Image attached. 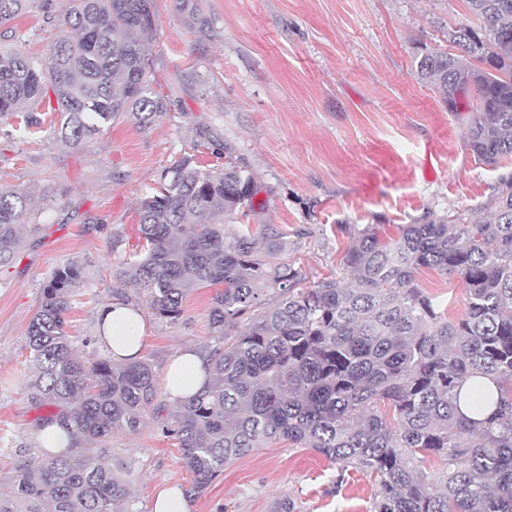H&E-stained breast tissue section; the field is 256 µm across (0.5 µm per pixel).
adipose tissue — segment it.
Returning a JSON list of instances; mask_svg holds the SVG:
<instances>
[{"label": "adipose tissue", "instance_id": "obj_1", "mask_svg": "<svg viewBox=\"0 0 512 512\" xmlns=\"http://www.w3.org/2000/svg\"><path fill=\"white\" fill-rule=\"evenodd\" d=\"M98 337L109 347L115 361L134 360L143 345L142 317L128 304H107L98 312ZM209 379V361L195 348H180L171 357L166 384L174 397L186 400L195 396Z\"/></svg>", "mask_w": 512, "mask_h": 512}]
</instances>
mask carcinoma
Returning a JSON list of instances; mask_svg holds the SVG:
<instances>
[{
	"instance_id": "cac0c4a2",
	"label": "carcinoma",
	"mask_w": 512,
	"mask_h": 512,
	"mask_svg": "<svg viewBox=\"0 0 512 512\" xmlns=\"http://www.w3.org/2000/svg\"><path fill=\"white\" fill-rule=\"evenodd\" d=\"M187 24L208 25L198 0H176ZM484 22L448 33L450 51L421 50L414 76L451 106L472 99L463 140L474 161L499 171L483 215L426 211L389 232L367 224L342 263L348 280L310 286L278 258L283 233L250 221L260 191L247 166L199 161L203 138L166 167L138 204L137 245L118 252L115 277L134 288L146 313L178 321L188 294L212 297L211 384L195 398L157 402L152 367L138 358H80L68 315L84 283L72 260L55 269L26 331L32 376L27 400L38 427L59 424L87 445L62 455L21 452L0 480V512H116L128 487L101 452L135 433L157 403L162 432L176 441L199 495L224 465L271 443L318 452L376 481L370 512H512V0H465ZM58 29L34 59L9 26L32 10ZM154 0H0V120L23 140L42 129L80 147L126 118L146 127L168 109L151 86L146 45L157 28ZM29 193L0 186V270L21 247ZM425 269L462 280L460 318L441 310L417 283ZM273 290L268 304L260 286ZM497 385L495 411L475 422L460 414L459 388L478 375ZM445 468L429 472L425 455Z\"/></svg>"
}]
</instances>
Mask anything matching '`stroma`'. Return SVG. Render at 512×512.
Returning <instances> with one entry per match:
<instances>
[{
    "label": "stroma",
    "mask_w": 512,
    "mask_h": 512,
    "mask_svg": "<svg viewBox=\"0 0 512 512\" xmlns=\"http://www.w3.org/2000/svg\"><path fill=\"white\" fill-rule=\"evenodd\" d=\"M154 5L148 53L165 114L147 128L113 124L81 148L47 128L0 151V184L28 190L36 214L0 275L1 478L11 456L38 445L25 345L43 282L70 260L83 262L68 333L83 358L103 356L98 310L135 295L112 272V238L136 244L140 198L202 136L214 149L205 162L228 148L253 173L260 219L287 242L279 260L309 285L346 278L342 257L358 228L478 208L497 179L463 144L467 103L449 111L413 75L416 46L444 50L452 29L481 27L465 0H202L209 26L201 33L175 0ZM418 282L449 317L464 315L459 277L426 269ZM213 294H189L175 323L144 316L141 355L158 380L178 347L210 342ZM108 453L130 490L125 512H152L157 492L173 485L188 491L191 512H276L288 498L301 512H369L375 485L356 471L337 481L322 455L279 443L232 461L191 494L192 476L151 407L141 429L116 435Z\"/></svg>",
    "instance_id": "stroma-1"
}]
</instances>
